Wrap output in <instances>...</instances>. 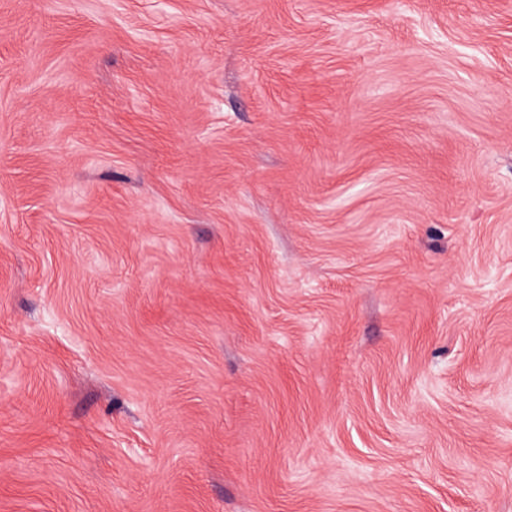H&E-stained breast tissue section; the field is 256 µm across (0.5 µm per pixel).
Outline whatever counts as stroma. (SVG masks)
Masks as SVG:
<instances>
[{
  "label": "stroma",
  "mask_w": 512,
  "mask_h": 512,
  "mask_svg": "<svg viewBox=\"0 0 512 512\" xmlns=\"http://www.w3.org/2000/svg\"><path fill=\"white\" fill-rule=\"evenodd\" d=\"M0 512H512V0H0Z\"/></svg>",
  "instance_id": "obj_1"
}]
</instances>
